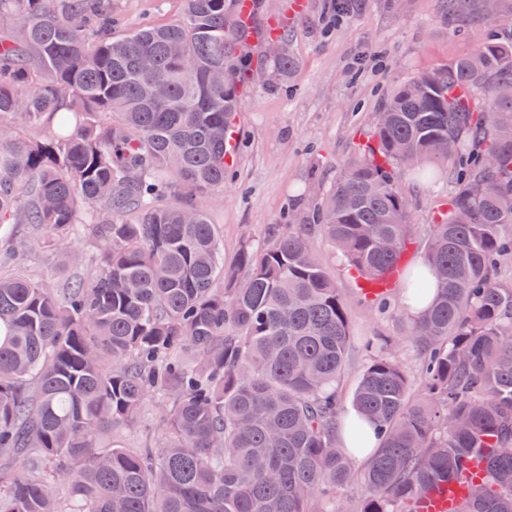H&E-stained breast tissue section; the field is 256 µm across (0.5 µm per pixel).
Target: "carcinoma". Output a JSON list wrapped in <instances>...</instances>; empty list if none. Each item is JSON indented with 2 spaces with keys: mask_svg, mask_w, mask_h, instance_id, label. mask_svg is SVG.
Returning a JSON list of instances; mask_svg holds the SVG:
<instances>
[{
  "mask_svg": "<svg viewBox=\"0 0 512 512\" xmlns=\"http://www.w3.org/2000/svg\"><path fill=\"white\" fill-rule=\"evenodd\" d=\"M184 0L183 16L112 32V0H0V245L101 248L92 280L57 288L0 269V512H318L358 479L350 512H414L470 458L484 476L455 512H512V28L401 84L308 224L346 269L425 310L405 335L428 354L425 396L391 353L353 398L379 447L349 424L336 382L350 318L310 237L293 225L224 268L202 206L224 190L230 132L260 65L262 0ZM275 69H291L286 38ZM49 129L46 141L20 126ZM448 178L406 269L403 181ZM483 185L476 193L474 185ZM161 399L162 431L112 436Z\"/></svg>",
  "mask_w": 512,
  "mask_h": 512,
  "instance_id": "1",
  "label": "carcinoma"
}]
</instances>
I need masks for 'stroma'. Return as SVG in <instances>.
<instances>
[{"mask_svg":"<svg viewBox=\"0 0 512 512\" xmlns=\"http://www.w3.org/2000/svg\"><path fill=\"white\" fill-rule=\"evenodd\" d=\"M287 0H263L259 22L287 20L285 35L295 65L255 73L236 117V141L225 167L224 189L204 199L218 224L224 263H236L245 244L270 239L291 211L308 213L335 182L372 131L384 100L401 83L470 54L479 39L499 24L468 9L452 15L442 0H346L337 15L335 0H303L301 13L285 14ZM121 17L115 33L133 24L178 18L183 0H115ZM463 36H456V29ZM404 188L416 201L414 244L406 263L422 258L441 186ZM309 236L350 311L351 340L344 374L336 385L350 406L373 349H396L412 392H419L424 357L403 340L409 319L400 291H392L388 311L362 299L337 250L319 229Z\"/></svg>","mask_w":512,"mask_h":512,"instance_id":"35a3bbf8","label":"stroma"}]
</instances>
